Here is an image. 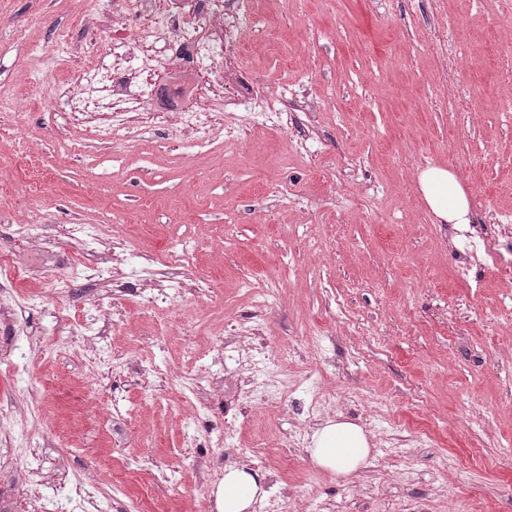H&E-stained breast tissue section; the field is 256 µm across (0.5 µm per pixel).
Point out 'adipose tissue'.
Segmentation results:
<instances>
[{"mask_svg": "<svg viewBox=\"0 0 512 512\" xmlns=\"http://www.w3.org/2000/svg\"><path fill=\"white\" fill-rule=\"evenodd\" d=\"M417 184L430 211L443 224H468L472 203L458 175L445 167L423 169ZM318 467L340 476L350 475L367 461L370 448L360 426L350 421H326L316 429L307 450ZM263 488L257 474L246 468H230L218 489L219 512H249Z\"/></svg>", "mask_w": 512, "mask_h": 512, "instance_id": "ef3b65f1", "label": "adipose tissue"}]
</instances>
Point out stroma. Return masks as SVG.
<instances>
[{
    "label": "stroma",
    "instance_id": "35a3bbf8",
    "mask_svg": "<svg viewBox=\"0 0 512 512\" xmlns=\"http://www.w3.org/2000/svg\"><path fill=\"white\" fill-rule=\"evenodd\" d=\"M228 57L223 118L240 131L197 147L167 126L122 125L134 150L54 109L107 25L97 0H0V101L18 112L0 144V216L38 193L56 225L50 266L0 232L22 296L0 321V512H44L58 482L102 484L86 512H216L219 480L246 466L287 488L286 512H512V274L463 254L417 187L453 169L473 224L512 242V0H248ZM288 116L237 105L240 89ZM113 246L112 278L73 280L75 223ZM191 239L186 282L214 291L155 304L148 281ZM72 279L47 296L43 277ZM274 286L258 306L253 288ZM110 303L96 348L83 323ZM253 357L248 397L195 406L185 373L230 382L212 341ZM301 386L269 402L277 373ZM325 405L310 414L313 393ZM235 450L215 447L230 419ZM359 425L368 462L349 477L283 448L327 420Z\"/></svg>",
    "mask_w": 512,
    "mask_h": 512
}]
</instances>
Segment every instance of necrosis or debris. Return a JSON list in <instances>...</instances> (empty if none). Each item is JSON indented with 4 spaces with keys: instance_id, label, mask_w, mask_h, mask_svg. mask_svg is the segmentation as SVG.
I'll return each mask as SVG.
<instances>
[{
    "instance_id": "obj_1",
    "label": "necrosis or debris",
    "mask_w": 512,
    "mask_h": 512,
    "mask_svg": "<svg viewBox=\"0 0 512 512\" xmlns=\"http://www.w3.org/2000/svg\"><path fill=\"white\" fill-rule=\"evenodd\" d=\"M113 16H132L137 32L126 28L106 36L108 51L77 81L72 93L55 101L64 112L88 108L140 112L144 124L163 123L165 111L149 108L154 87L173 84L179 72L190 85L174 88L172 97L182 122L211 139L215 109L224 99V61L238 34L243 0H100Z\"/></svg>"
}]
</instances>
